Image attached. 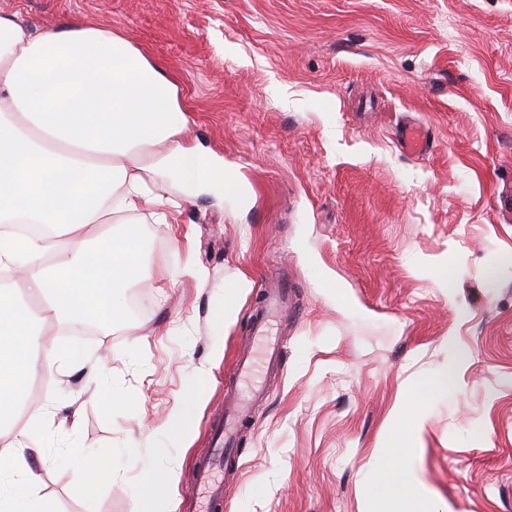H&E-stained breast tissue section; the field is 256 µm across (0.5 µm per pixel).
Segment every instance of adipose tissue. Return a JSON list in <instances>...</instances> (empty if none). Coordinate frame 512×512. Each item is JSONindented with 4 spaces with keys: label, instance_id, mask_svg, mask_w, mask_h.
Returning a JSON list of instances; mask_svg holds the SVG:
<instances>
[{
    "label": "adipose tissue",
    "instance_id": "adipose-tissue-1",
    "mask_svg": "<svg viewBox=\"0 0 512 512\" xmlns=\"http://www.w3.org/2000/svg\"><path fill=\"white\" fill-rule=\"evenodd\" d=\"M186 117L175 84L111 28L73 20L59 30L0 16V223L47 224L49 234L16 244L0 238V268H18L58 323L127 322L114 290L150 279L139 214L169 224L181 201L160 193L173 181L244 196L223 164L185 145ZM33 318L16 293L0 289V424L41 356L81 367L79 350L37 344ZM421 417H398L388 446L400 463L368 492L380 512H432L422 481L405 460ZM21 439L0 448V512H55Z\"/></svg>",
    "mask_w": 512,
    "mask_h": 512
}]
</instances>
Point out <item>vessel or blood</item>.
<instances>
[{
	"mask_svg": "<svg viewBox=\"0 0 512 512\" xmlns=\"http://www.w3.org/2000/svg\"><path fill=\"white\" fill-rule=\"evenodd\" d=\"M292 309L291 292L286 284L281 283L267 289L252 335L254 341L263 346L268 356L273 357L279 353L280 341L275 326ZM253 372L254 366L250 357H242L237 362V375L252 382L253 387L247 397L233 398L226 406L223 416L212 428V453L199 458L196 462L193 479L198 492L205 498L204 505L198 506L196 512H210L221 499L224 489L222 460L226 453L225 446L231 442L239 424L250 417L254 402L265 392L264 384L253 383Z\"/></svg>",
	"mask_w": 512,
	"mask_h": 512,
	"instance_id": "1",
	"label": "vessel or blood"
}]
</instances>
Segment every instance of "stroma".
Here are the masks:
<instances>
[{"label": "stroma", "instance_id": "obj_1", "mask_svg": "<svg viewBox=\"0 0 512 512\" xmlns=\"http://www.w3.org/2000/svg\"><path fill=\"white\" fill-rule=\"evenodd\" d=\"M0 15L120 32L159 63L184 140L232 166L245 200L202 192L143 226L160 277L128 324L85 338L105 365L41 362L0 439L42 450L56 512H185L265 286L290 283L283 355L238 433L217 512H366L398 414L423 416L413 461L433 512H512V0H0ZM421 126L428 149L400 138ZM235 320L211 315L236 276ZM448 369L425 398L417 383ZM188 437L169 417L191 389ZM46 417H30L32 408ZM111 464L92 479L82 459ZM175 478V471L173 468L164 471L161 479L153 481L149 486L137 491L132 496V509L131 512H146L145 505L147 499L150 497L151 492L155 494L160 486L171 483Z\"/></svg>", "mask_w": 512, "mask_h": 512}]
</instances>
